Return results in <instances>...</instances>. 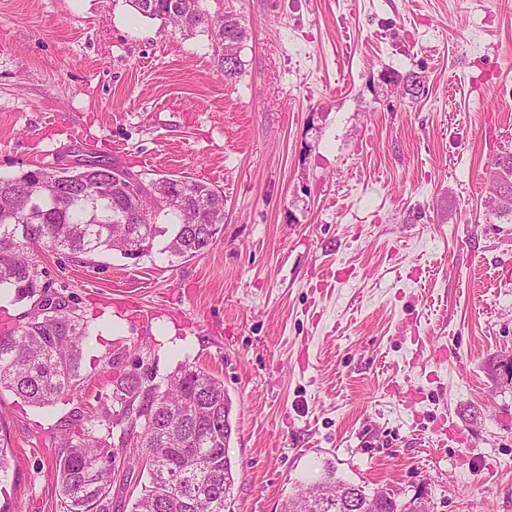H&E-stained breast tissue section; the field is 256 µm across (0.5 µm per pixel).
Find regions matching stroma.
Returning a JSON list of instances; mask_svg holds the SVG:
<instances>
[{
  "label": "stroma",
  "instance_id": "1",
  "mask_svg": "<svg viewBox=\"0 0 512 512\" xmlns=\"http://www.w3.org/2000/svg\"><path fill=\"white\" fill-rule=\"evenodd\" d=\"M206 5L248 31L235 81L129 0H0V176L100 157L224 193L191 260L163 236L94 268L41 254L91 383L48 409L0 390V505L61 512L52 428L189 360L233 403L234 512H283L330 465L407 512H512V223L487 179L512 153V0Z\"/></svg>",
  "mask_w": 512,
  "mask_h": 512
}]
</instances>
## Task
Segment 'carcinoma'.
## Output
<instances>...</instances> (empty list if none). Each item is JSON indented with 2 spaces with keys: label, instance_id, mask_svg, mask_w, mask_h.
Wrapping results in <instances>:
<instances>
[{
  "label": "carcinoma",
  "instance_id": "obj_1",
  "mask_svg": "<svg viewBox=\"0 0 512 512\" xmlns=\"http://www.w3.org/2000/svg\"><path fill=\"white\" fill-rule=\"evenodd\" d=\"M205 0H132L145 18L159 19L186 36L210 34L224 79L241 73L240 58L224 57V39L235 46L247 30L233 13H206ZM71 178L62 179L51 167H39L43 181L18 184V177L0 178V289L14 291L19 300L35 301L47 270L37 252L55 253L90 264L95 256L117 253L115 238L122 233L127 214L125 191L104 195L97 183L134 172L106 159H81ZM494 167L507 181L503 193L512 197V155L499 158ZM147 180L145 195L137 202L138 223L128 225L133 241L153 244L170 234L167 250L187 259V246L199 256L217 241L224 223V194L205 183L176 176L182 208L160 210L150 194L155 182ZM167 226L160 225V219ZM70 302L55 303L45 314L33 305L24 322L0 334V388H8L30 405L51 407L89 385L81 373L83 350L89 337L87 321L75 317ZM90 428L79 435L66 431L55 436L64 449L56 458L58 492L63 512H112L114 485L133 481L136 469L146 471V483L131 512H231L235 470L230 456L233 427L232 400L224 383L194 363L186 362L166 384H146L134 373L113 381L112 391L97 395ZM125 424L121 443L130 463L116 468L112 445L114 423ZM317 487L324 499H311L305 488L287 501L286 512H397L395 500L383 491L368 493L363 487L336 477L326 469Z\"/></svg>",
  "mask_w": 512,
  "mask_h": 512
}]
</instances>
